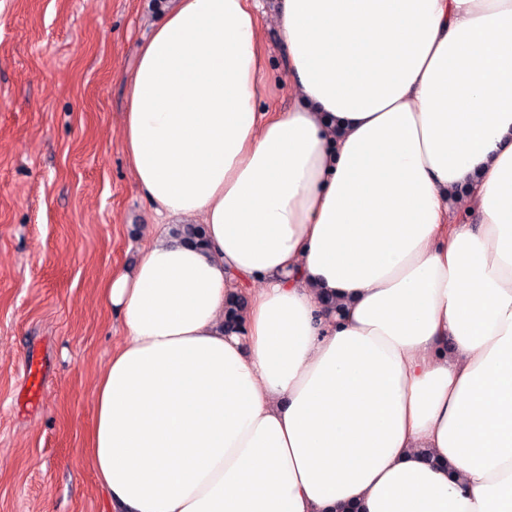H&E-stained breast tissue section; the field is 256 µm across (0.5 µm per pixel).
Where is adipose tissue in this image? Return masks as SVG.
Returning a JSON list of instances; mask_svg holds the SVG:
<instances>
[{
  "label": "adipose tissue",
  "instance_id": "ef3b65f1",
  "mask_svg": "<svg viewBox=\"0 0 512 512\" xmlns=\"http://www.w3.org/2000/svg\"><path fill=\"white\" fill-rule=\"evenodd\" d=\"M277 15L273 118L251 0H174L141 47L123 149L161 226L100 290L83 459L109 512H512V0ZM261 2L265 5V13L260 14L259 40L266 55L267 69L263 76L264 94L258 106L262 112H283L295 102L288 52L281 37L277 14L272 10L273 1Z\"/></svg>",
  "mask_w": 512,
  "mask_h": 512
}]
</instances>
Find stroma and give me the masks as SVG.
Instances as JSON below:
<instances>
[{
  "mask_svg": "<svg viewBox=\"0 0 512 512\" xmlns=\"http://www.w3.org/2000/svg\"><path fill=\"white\" fill-rule=\"evenodd\" d=\"M263 3L258 106L283 112L288 52ZM164 6L0 0V512H107L81 450L123 326L97 293L157 230L122 133L126 79Z\"/></svg>",
  "mask_w": 512,
  "mask_h": 512,
  "instance_id": "1",
  "label": "stroma"
}]
</instances>
